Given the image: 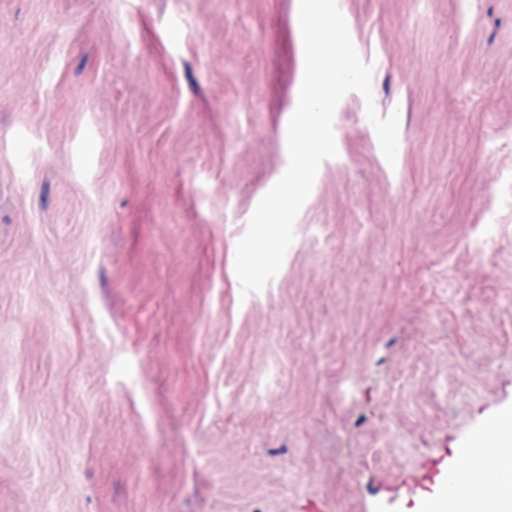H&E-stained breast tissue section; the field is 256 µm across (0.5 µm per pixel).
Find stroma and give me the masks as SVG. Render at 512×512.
Returning a JSON list of instances; mask_svg holds the SVG:
<instances>
[{"mask_svg":"<svg viewBox=\"0 0 512 512\" xmlns=\"http://www.w3.org/2000/svg\"><path fill=\"white\" fill-rule=\"evenodd\" d=\"M279 272L299 0H0V512H429L512 411V0H343ZM399 114L395 164L367 116Z\"/></svg>","mask_w":512,"mask_h":512,"instance_id":"obj_1","label":"stroma"}]
</instances>
